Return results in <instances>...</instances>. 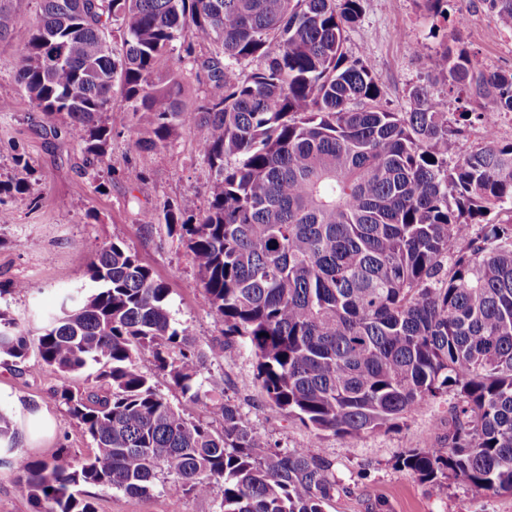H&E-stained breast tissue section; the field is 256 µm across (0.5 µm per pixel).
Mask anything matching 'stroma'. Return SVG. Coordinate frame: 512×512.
<instances>
[{
  "mask_svg": "<svg viewBox=\"0 0 512 512\" xmlns=\"http://www.w3.org/2000/svg\"><path fill=\"white\" fill-rule=\"evenodd\" d=\"M38 11L37 0H15L9 40L0 44V181L30 183L26 195L0 194V281L24 285L0 297V310L37 332L43 314L57 310L61 293L91 290L88 267L97 251L123 242L167 284L176 326L190 328L204 349H223V363L208 365L206 372L223 379L246 420L280 447L307 446L331 462L341 491L326 512H512V495L478 492L459 480L424 482L397 464L410 449L440 443L454 395L421 406L395 430L353 440L317 437L267 399L253 381L254 360L243 339L225 342L224 323L210 309L186 243L167 225L140 222L145 210L161 213L187 202L194 212L207 209L214 174L200 145L180 127L141 159L134 147L141 127L117 96L106 114L112 130L106 160L97 169L86 168L62 120L47 124L15 81L12 47L28 39ZM449 40L481 69H512V33L498 27L482 0H449L448 22L439 26L416 0H364L360 20L348 30L347 48L369 58L389 111H406L417 85L455 109L458 98L436 66V52ZM20 158L25 166H17ZM140 165L144 179L128 181L127 170ZM0 384L56 420L52 438L31 449V456L47 457L62 446L80 456L93 452L90 438L54 397L57 373L36 356L22 363L0 357ZM82 492L93 497L97 512H170L172 502L165 485L146 497L91 486Z\"/></svg>",
  "mask_w": 512,
  "mask_h": 512,
  "instance_id": "1",
  "label": "stroma"
}]
</instances>
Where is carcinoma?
<instances>
[{
  "label": "carcinoma",
  "instance_id": "carcinoma-1",
  "mask_svg": "<svg viewBox=\"0 0 512 512\" xmlns=\"http://www.w3.org/2000/svg\"><path fill=\"white\" fill-rule=\"evenodd\" d=\"M38 2L29 39L12 46L16 80L38 111L66 120L87 165L106 155L116 85L146 117L140 152L177 126L197 139L216 175L207 210H145L140 222L187 239L224 336L245 339L267 397L318 436L352 439L451 389L448 436L399 466L512 495V142L492 130L512 114V71L447 47L443 70L471 108L452 112L415 86L410 109L391 112L368 58L346 47L363 0ZM419 2L448 21L447 0ZM485 2L512 31V0ZM187 33L215 46L203 58L184 47L211 83L194 107L177 75H159ZM475 115L486 135L461 153ZM494 211L509 218L486 221ZM89 274L96 291L64 293L34 339L0 311V355L23 362L37 349L95 443L85 458L17 456L33 512H97L78 487L139 497L159 482L199 497L220 488L218 512H325L339 491L331 462L272 444L223 381L202 376L224 350L208 354L175 326L166 283L120 241ZM144 351L182 396L211 401V420L170 402L137 367ZM90 362L96 386L81 390L72 378Z\"/></svg>",
  "mask_w": 512,
  "mask_h": 512
}]
</instances>
